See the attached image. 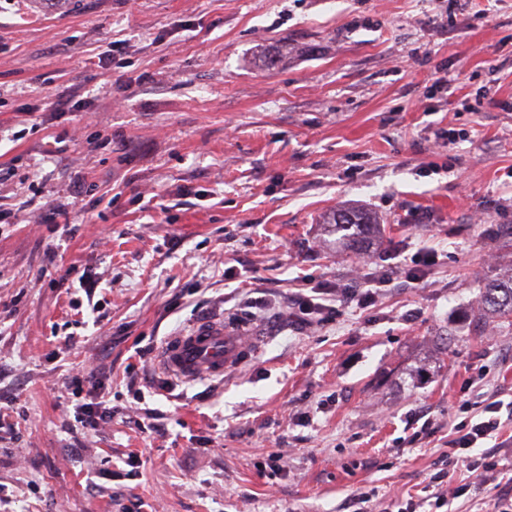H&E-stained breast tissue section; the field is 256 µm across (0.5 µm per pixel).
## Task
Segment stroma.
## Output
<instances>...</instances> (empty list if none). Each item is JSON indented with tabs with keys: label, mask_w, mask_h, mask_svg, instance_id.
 <instances>
[{
	"label": "stroma",
	"mask_w": 512,
	"mask_h": 512,
	"mask_svg": "<svg viewBox=\"0 0 512 512\" xmlns=\"http://www.w3.org/2000/svg\"><path fill=\"white\" fill-rule=\"evenodd\" d=\"M507 102L512 0H0L11 512H498L510 469L438 509L428 490L462 401L512 399V324L480 317L512 269ZM352 207L378 221L355 250L325 226ZM423 248L428 281L289 319L298 276L360 282ZM71 265L91 284L60 287ZM202 316L261 330L254 356L163 373ZM83 367L112 410L94 430ZM96 379L94 370L86 372V369H82L71 378L70 387L72 388V394L75 396L83 393L84 384L90 385L86 394L90 402L77 404L74 416L75 421L80 423L83 428L90 427L91 429H96L101 423H106V421L112 418V410L102 406V401H95L98 397L95 391L100 389Z\"/></svg>",
	"instance_id": "1"
}]
</instances>
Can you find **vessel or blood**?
I'll return each instance as SVG.
<instances>
[{
  "mask_svg": "<svg viewBox=\"0 0 512 512\" xmlns=\"http://www.w3.org/2000/svg\"><path fill=\"white\" fill-rule=\"evenodd\" d=\"M257 343V337L246 335L243 329L203 317L167 342L160 361L170 374L182 380L221 377L246 362Z\"/></svg>",
  "mask_w": 512,
  "mask_h": 512,
  "instance_id": "vessel-or-blood-1",
  "label": "vessel or blood"
}]
</instances>
